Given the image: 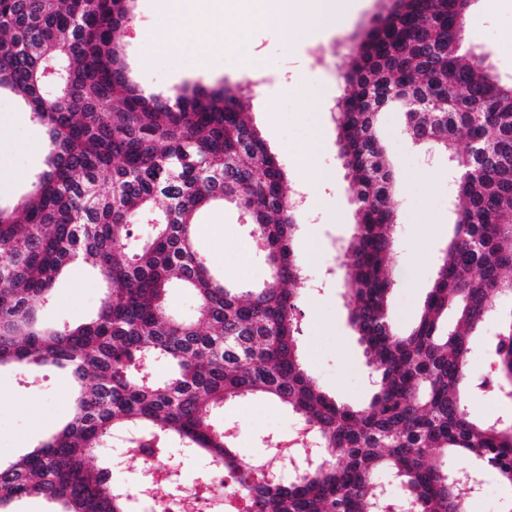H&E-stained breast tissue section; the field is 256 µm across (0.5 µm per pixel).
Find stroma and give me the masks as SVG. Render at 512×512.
I'll use <instances>...</instances> for the list:
<instances>
[{
  "mask_svg": "<svg viewBox=\"0 0 512 512\" xmlns=\"http://www.w3.org/2000/svg\"><path fill=\"white\" fill-rule=\"evenodd\" d=\"M386 0H354L351 11L333 30L310 38L296 33L282 41L270 27L253 30L246 42L260 55L258 71L238 67L235 58L201 56L197 34L173 47L148 40L162 26L155 0H134L123 56L131 80L154 94L167 96L183 84L202 83L237 89L262 81L245 100V109L269 150L284 165L289 184H296L306 163L328 172L329 205L296 210L299 226L295 253L303 267L324 272L326 286L310 291L305 281L294 283L300 296L301 335L308 373L321 389L351 404L371 393L369 367L349 324L343 296L341 246L354 231L353 193L338 158L335 104L344 90L339 77L348 61L350 38L369 26ZM467 47L487 53L496 73L512 77V0H475L464 29ZM312 59L306 93L283 86L293 60ZM379 132L388 145V161L398 175L395 211L399 230L391 269V315L399 328L420 317L433 284L437 260L452 234V177L446 156L409 144L401 113H383ZM48 136L9 92L0 93V205L12 206L24 196L44 168ZM248 230L238 211L216 206L197 217L200 252L224 280L240 288L262 285L269 272L261 253L249 249ZM104 294L102 281L88 268L74 265L56 283L53 305L41 316L50 323L84 322L97 310ZM69 390L59 374L48 372L41 386L28 384L22 370L0 372V456L14 457L48 437L65 417ZM294 416L267 399H243L224 407V424L235 434V446L262 459L270 448L289 437Z\"/></svg>",
  "mask_w": 512,
  "mask_h": 512,
  "instance_id": "stroma-1",
  "label": "stroma"
}]
</instances>
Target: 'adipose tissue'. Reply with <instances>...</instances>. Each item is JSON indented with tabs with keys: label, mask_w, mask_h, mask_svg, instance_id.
<instances>
[{
	"label": "adipose tissue",
	"mask_w": 512,
	"mask_h": 512,
	"mask_svg": "<svg viewBox=\"0 0 512 512\" xmlns=\"http://www.w3.org/2000/svg\"><path fill=\"white\" fill-rule=\"evenodd\" d=\"M165 14L164 28L153 32V41L172 44L190 32L200 29L202 19L192 4L194 0H159ZM341 0H258L251 17L242 18L245 30L271 26L282 39L293 36L297 27L328 30L336 23Z\"/></svg>",
	"instance_id": "ef3b65f1"
}]
</instances>
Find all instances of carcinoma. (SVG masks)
<instances>
[{"instance_id": "obj_1", "label": "carcinoma", "mask_w": 512, "mask_h": 512, "mask_svg": "<svg viewBox=\"0 0 512 512\" xmlns=\"http://www.w3.org/2000/svg\"><path fill=\"white\" fill-rule=\"evenodd\" d=\"M132 2L0 0V89L52 145L19 206L0 208V368L59 371L72 393L54 434L0 459V512L31 497L59 512H134L112 462L90 466L116 439L149 456L141 472L155 486L174 447L233 467L252 512H464L471 487L443 456L490 468L512 490V420L476 422L459 394L471 333L512 292V79L462 47L474 0H388L342 72L337 144L356 204L346 296L373 384L358 405L323 392L304 366L287 173L243 111L244 88L144 95L121 59ZM386 110L458 174L446 258L404 331L388 307L397 223L378 130ZM218 203L245 217L269 268L263 286L230 288L199 254L195 217ZM77 260L106 285L100 308L79 325H47L40 308ZM176 286L196 298L191 320L171 315ZM450 311L457 325L442 331ZM494 354L489 374L512 388V313ZM252 396L287 406L326 459L287 484L238 465L217 415Z\"/></svg>"}]
</instances>
